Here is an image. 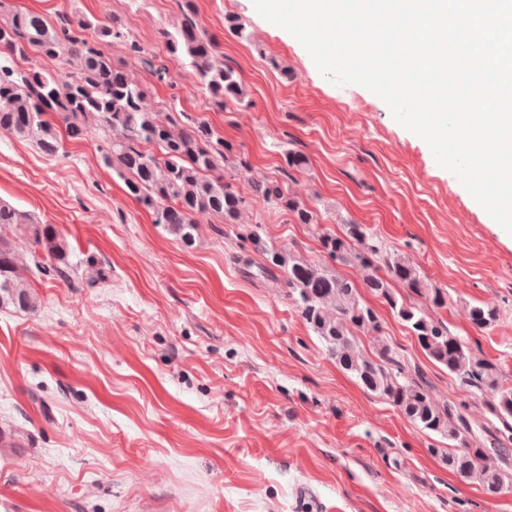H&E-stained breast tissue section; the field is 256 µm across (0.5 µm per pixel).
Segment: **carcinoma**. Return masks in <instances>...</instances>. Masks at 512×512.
<instances>
[{
  "instance_id": "obj_1",
  "label": "carcinoma",
  "mask_w": 512,
  "mask_h": 512,
  "mask_svg": "<svg viewBox=\"0 0 512 512\" xmlns=\"http://www.w3.org/2000/svg\"><path fill=\"white\" fill-rule=\"evenodd\" d=\"M182 16L174 31H163L169 58L190 70L214 105L245 97L242 79L224 64L218 42L200 26L195 0H182ZM120 43L127 55L140 58L144 47L112 19L82 16L46 17L16 6L0 9V132L35 142L55 156L65 141L84 137L97 126L104 135L100 162L124 181L126 194L151 217L152 223L191 248L197 225L204 218L225 224L243 223L246 200L224 175H213L230 160L232 144L202 117L185 111L162 122L147 108L148 90L122 65L112 62L104 46ZM75 62L76 71L54 74L21 65L32 56ZM253 194L277 209L289 211L312 230L324 257L361 272L356 282L337 269L304 259L295 249L276 246L257 224L247 234L254 252L285 275L302 321L319 337L328 355L367 391L388 400L422 431L448 440L434 449L448 471L455 473L471 457L479 463L466 480L485 494L512 493V387L501 365L472 353L465 340L429 309L448 306V290L433 284L409 260L388 251L366 224H344L339 233L320 224L317 211L270 179H254ZM12 227L32 248L38 269L47 277L73 284L77 268L70 265V243L51 224L0 203V228ZM402 284L406 294L391 288ZM365 288L405 325L428 359L448 370L461 388L487 394L486 421L477 422L458 411L453 398L440 401L419 364L380 338L383 324L376 310L361 300ZM38 297L19 271L16 246L0 237V308L31 312ZM464 316L473 328L493 331L500 322L497 307L468 305ZM376 336L371 352L358 336Z\"/></svg>"
}]
</instances>
